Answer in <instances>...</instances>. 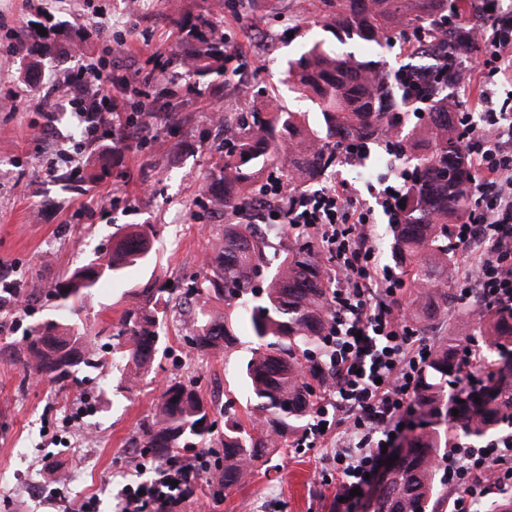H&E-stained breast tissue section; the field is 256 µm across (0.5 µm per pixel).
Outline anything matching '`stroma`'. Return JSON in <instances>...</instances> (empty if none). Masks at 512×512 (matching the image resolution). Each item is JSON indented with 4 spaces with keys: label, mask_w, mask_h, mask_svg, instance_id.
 Wrapping results in <instances>:
<instances>
[{
    "label": "stroma",
    "mask_w": 512,
    "mask_h": 512,
    "mask_svg": "<svg viewBox=\"0 0 512 512\" xmlns=\"http://www.w3.org/2000/svg\"><path fill=\"white\" fill-rule=\"evenodd\" d=\"M125 0H0V98L30 93L23 62L34 44L29 26L38 22L67 33H88L86 56L101 60L115 79L150 71L152 51L172 53L177 31L169 15L186 18L211 12L212 0H150L130 13ZM318 0H229L216 14L240 48V71L226 82L219 105L243 111L259 91L275 92L294 110L309 109L280 84L279 63L295 55L310 37L330 40L316 27ZM176 109L193 113L191 125L167 129L151 121L145 141L121 159L91 169L90 151L79 144L81 126L69 112H41L30 104L0 111V280L25 289L23 307L0 310V512H76L96 497L100 512H117L116 493L135 481V449L165 385L194 383L211 409L215 434H222L225 404L243 412L246 393L239 370L248 355L249 331L239 324L238 346L200 355L185 338L179 316L168 320L164 355L136 391L117 390L119 369L80 372L61 385L36 377L10 358L55 300L50 290L62 275L96 252L111 249L125 225L154 234L155 269L132 270L122 282L102 280L84 302L82 318L93 336L110 335L127 308L128 291L155 288L205 270L206 256L224 229L209 213L202 173L222 142L198 97L179 93ZM364 163L337 164L331 181L346 180L374 202V187L391 179L399 162L388 145L370 146ZM473 322L463 307L424 321L421 338L437 342L451 335L465 342ZM91 398L92 410L76 418L74 405ZM74 473V480H48L47 470ZM321 449L270 455L225 498L214 500L207 481L181 512H332L336 486L321 480L332 471Z\"/></svg>",
    "instance_id": "35a3bbf8"
}]
</instances>
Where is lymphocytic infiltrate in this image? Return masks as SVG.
I'll return each mask as SVG.
<instances>
[{"instance_id": "obj_1", "label": "lymphocytic infiltrate", "mask_w": 512, "mask_h": 512, "mask_svg": "<svg viewBox=\"0 0 512 512\" xmlns=\"http://www.w3.org/2000/svg\"><path fill=\"white\" fill-rule=\"evenodd\" d=\"M478 4L469 19L475 47L463 51L457 69L477 91L462 115L463 152L477 172L476 207L448 231L456 301L480 319L489 311L512 312V113L498 99L499 88L512 85V13L502 12L499 0ZM111 84V72L90 63L67 78V87L84 89L72 105L79 124L97 125ZM259 198L243 220L286 224L294 235L314 237L331 264V318L322 344L332 383L319 392L294 445L325 448L336 464L333 510L354 512L387 449L416 424L414 396L432 345L401 316L406 283L393 267L379 264L369 234L373 210L346 182L287 196L271 181ZM210 456V449H196L181 465L141 454L138 469L146 478L118 491L119 512H177L210 471ZM439 470L459 490L449 512H475L489 495L512 494V432L452 446Z\"/></svg>"}]
</instances>
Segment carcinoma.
I'll return each instance as SVG.
<instances>
[{"label": "carcinoma", "mask_w": 512, "mask_h": 512, "mask_svg": "<svg viewBox=\"0 0 512 512\" xmlns=\"http://www.w3.org/2000/svg\"><path fill=\"white\" fill-rule=\"evenodd\" d=\"M327 5L321 23L338 43L358 41L379 50L405 38L409 29L427 28L446 15H455L454 0H322ZM178 44L167 66L211 91L223 87L241 65L226 59L224 37L215 34L218 23L205 15L174 21ZM470 32L460 23L448 32V54L453 68ZM42 60L31 58L25 75L33 96L43 108L52 103L40 98L38 78ZM282 83L309 98L318 115L296 112L271 94L249 112H224L222 123L232 129L224 138L219 161L210 165L203 190L212 208L230 216L248 208L273 168L288 193L321 179L339 161L338 150L349 144H375L397 134L406 143L404 156L411 163L412 179L400 207V223L393 226V254L402 274L417 288L414 312L430 320L448 310L455 298L454 256L448 247V225L474 205V170L462 153L460 115L444 109L445 88L428 82L422 97L434 103L415 124L404 112L403 97L387 74L385 55L372 61L339 54L322 41L305 42L299 54L282 69ZM287 234L283 224H226L224 237L209 258L210 270L176 292L163 283L157 288L130 291L132 305L124 311L112 334L110 349L100 352L81 319L82 302L98 284L87 281L94 265L103 276L120 281L130 268L152 260L149 233L138 227L112 242V249L76 267L56 282L51 294L59 313L33 327L13 357L27 371L60 383L78 380L83 369H103L109 361L130 366L118 388L129 393L150 371L162 342V325L173 303L206 295L224 302L220 316L199 311L188 342L198 351L229 347L237 340L233 315L250 323L252 346L242 369L248 390L249 421L233 414L224 417L221 446L224 465L215 481L229 492L267 448H286L288 436L304 427L313 414L314 387L324 386L317 365L308 363L319 352L330 318L326 278L311 241L295 237L279 253L269 241ZM485 354L504 356L512 350V313L488 315L478 326ZM459 345L448 337L435 345L424 367L415 400L422 421L419 431L405 439L398 459L388 469L370 503L371 512H439L447 485L436 468L448 455V423L466 437L482 438L499 424L512 421V384L501 382L478 394L480 401L452 397L451 384L460 369ZM459 410L448 418V407ZM214 423L206 402L182 383L167 386L143 432L144 447L160 458L176 461L182 452L207 448Z\"/></svg>", "instance_id": "obj_1"}]
</instances>
